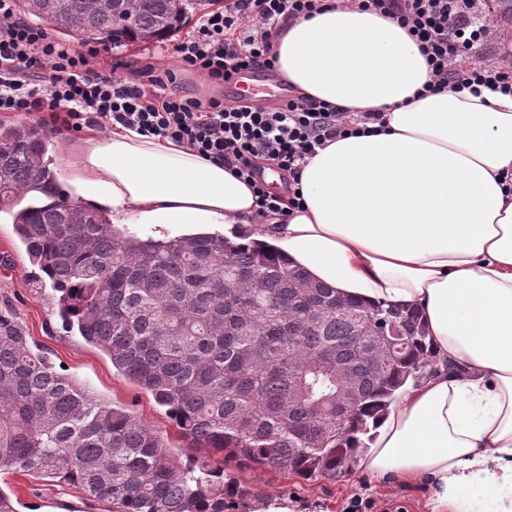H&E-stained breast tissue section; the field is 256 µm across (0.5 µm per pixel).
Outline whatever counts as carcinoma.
<instances>
[{"instance_id":"1","label":"carcinoma","mask_w":512,"mask_h":512,"mask_svg":"<svg viewBox=\"0 0 512 512\" xmlns=\"http://www.w3.org/2000/svg\"><path fill=\"white\" fill-rule=\"evenodd\" d=\"M214 0H18L66 41L160 42ZM48 136L0 124V212L60 293V316L166 408L206 453L307 480L351 471L402 389L433 371L422 319L330 288L252 241L140 239L60 189ZM29 203L22 204L25 198ZM344 300L345 309L336 308ZM371 315L364 333L356 314ZM356 407L339 402L342 371ZM76 485L112 512H224L245 490L207 459L178 466L163 437L94 399L32 351L0 309V471Z\"/></svg>"}]
</instances>
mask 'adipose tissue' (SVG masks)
<instances>
[{
  "label": "adipose tissue",
  "instance_id": "adipose-tissue-1",
  "mask_svg": "<svg viewBox=\"0 0 512 512\" xmlns=\"http://www.w3.org/2000/svg\"><path fill=\"white\" fill-rule=\"evenodd\" d=\"M272 53L293 95L387 115L318 149L288 217L257 221L224 163L118 124L66 156L72 195L116 224L246 232L342 296L416 309L439 367L406 388L361 465L428 480L429 512H512V93L423 94L416 41L350 0L279 26Z\"/></svg>",
  "mask_w": 512,
  "mask_h": 512
}]
</instances>
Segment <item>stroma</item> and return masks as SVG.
Returning a JSON list of instances; mask_svg holds the SVG:
<instances>
[{
  "instance_id": "obj_1",
  "label": "stroma",
  "mask_w": 512,
  "mask_h": 512,
  "mask_svg": "<svg viewBox=\"0 0 512 512\" xmlns=\"http://www.w3.org/2000/svg\"><path fill=\"white\" fill-rule=\"evenodd\" d=\"M175 44V39L170 38L115 49L111 55L113 61L138 69L176 70L179 87L199 98L233 95L231 86L216 87L180 70ZM0 308L15 315L33 351L45 353L58 371L78 381L94 397L130 410L162 435L179 465H188L200 457V450L175 433L163 407L116 372L107 355L65 328L48 279L30 263L12 220L6 215L0 217ZM220 467L225 477L236 480L248 492L247 498L237 501L238 512H260L264 503L272 501L293 502L297 512H344L354 497L372 501L373 512H428L431 491L422 482L407 486L392 480L376 481L357 469L332 479L306 480L292 475L282 477L229 460L221 462ZM0 488L12 497L18 512L112 510L108 502L89 500L79 487L49 478L2 471Z\"/></svg>"
}]
</instances>
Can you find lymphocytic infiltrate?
Returning <instances> with one entry per match:
<instances>
[{"mask_svg": "<svg viewBox=\"0 0 512 512\" xmlns=\"http://www.w3.org/2000/svg\"><path fill=\"white\" fill-rule=\"evenodd\" d=\"M359 8L388 16L407 28L425 56L436 93L448 85L512 92V66L485 67L466 58L487 39L481 14L486 0H357ZM324 0H227L199 16L174 52L184 70L216 84H230L245 70L273 72L270 40L279 24L309 18ZM0 112L49 116L53 130L79 132L118 123L144 135L189 145L224 162L251 184L256 215H286L302 198L298 175L317 148L382 123L378 112L350 115L297 96L273 107L237 98L207 100L187 94L173 72L138 70L125 76L102 64L96 48L77 50L16 14L15 0H0ZM285 175L283 191L268 188L264 171Z\"/></svg>", "mask_w": 512, "mask_h": 512, "instance_id": "lymphocytic-infiltrate-1", "label": "lymphocytic infiltrate"}]
</instances>
